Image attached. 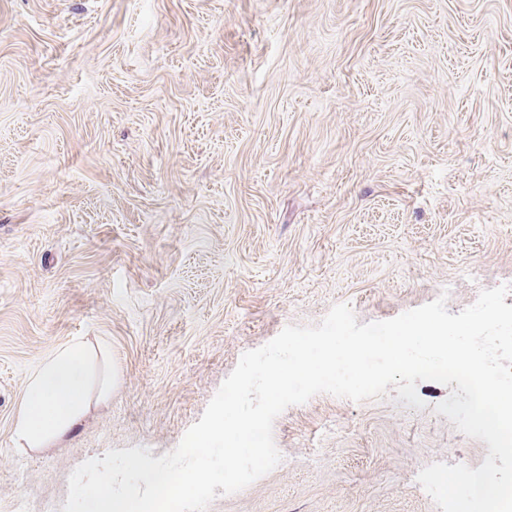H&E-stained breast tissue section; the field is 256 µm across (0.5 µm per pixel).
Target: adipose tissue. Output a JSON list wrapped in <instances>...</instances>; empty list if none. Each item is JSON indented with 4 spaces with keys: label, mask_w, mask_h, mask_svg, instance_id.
<instances>
[{
    "label": "adipose tissue",
    "mask_w": 512,
    "mask_h": 512,
    "mask_svg": "<svg viewBox=\"0 0 512 512\" xmlns=\"http://www.w3.org/2000/svg\"><path fill=\"white\" fill-rule=\"evenodd\" d=\"M104 343L71 341L53 350L30 372L22 390L13 438L21 448H43L69 433L86 415L92 396L112 394L111 374H98Z\"/></svg>",
    "instance_id": "1"
}]
</instances>
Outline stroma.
Masks as SVG:
<instances>
[{"instance_id":"obj_1","label":"stroma","mask_w":512,"mask_h":512,"mask_svg":"<svg viewBox=\"0 0 512 512\" xmlns=\"http://www.w3.org/2000/svg\"><path fill=\"white\" fill-rule=\"evenodd\" d=\"M512 285V0H0V512L112 449L172 451L241 355ZM117 380L61 441L12 437L54 345ZM318 394L279 465L207 512H440L488 446L434 407Z\"/></svg>"}]
</instances>
